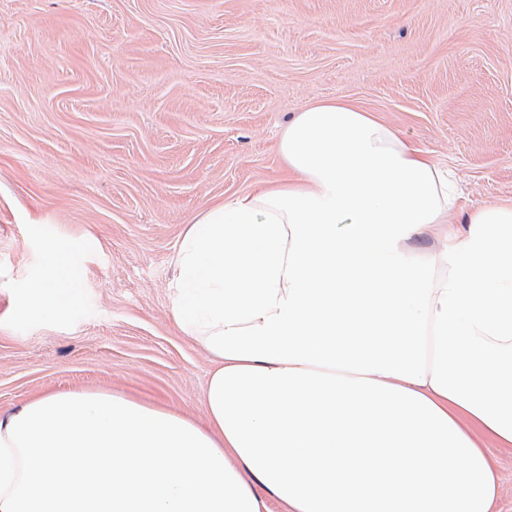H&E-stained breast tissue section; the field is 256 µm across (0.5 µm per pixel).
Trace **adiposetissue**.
I'll return each instance as SVG.
<instances>
[{"instance_id":"adipose-tissue-1","label":"adipose tissue","mask_w":512,"mask_h":512,"mask_svg":"<svg viewBox=\"0 0 512 512\" xmlns=\"http://www.w3.org/2000/svg\"><path fill=\"white\" fill-rule=\"evenodd\" d=\"M286 184L202 211L170 312L215 358L208 421L108 392L0 416V512H495L512 445V206L411 242L453 175L330 99L284 132ZM28 303L54 314L61 252ZM412 246L418 253H429L448 247V239L443 232L436 229H428L424 234L414 238ZM487 448L496 467L499 482L496 512H512V447L501 448L491 443Z\"/></svg>"}]
</instances>
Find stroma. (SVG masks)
I'll list each match as a JSON object with an SVG mask.
<instances>
[{
  "label": "stroma",
  "mask_w": 512,
  "mask_h": 512,
  "mask_svg": "<svg viewBox=\"0 0 512 512\" xmlns=\"http://www.w3.org/2000/svg\"><path fill=\"white\" fill-rule=\"evenodd\" d=\"M329 98L454 171L450 224L512 205V0H0V411L107 391L205 424L175 244L285 181L284 128ZM50 237L76 299L37 317Z\"/></svg>",
  "instance_id": "stroma-1"
}]
</instances>
